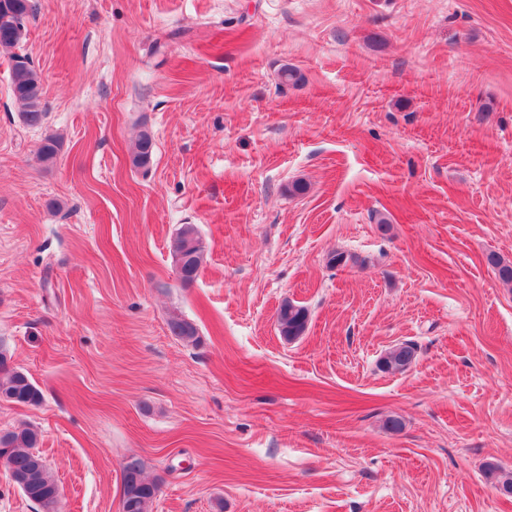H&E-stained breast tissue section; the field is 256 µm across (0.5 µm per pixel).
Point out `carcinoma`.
<instances>
[{
	"label": "carcinoma",
	"instance_id": "obj_1",
	"mask_svg": "<svg viewBox=\"0 0 512 512\" xmlns=\"http://www.w3.org/2000/svg\"><path fill=\"white\" fill-rule=\"evenodd\" d=\"M33 14L30 0H0V49L15 50L11 56V91L19 107L23 122L36 127L43 124L46 109L42 99L41 78L28 57L19 53L26 37V20ZM60 149L58 138L45 136L38 150L43 162L53 161ZM154 152L152 137L143 133L131 154L135 169H148ZM169 253L177 279L187 286L197 278L206 257V248L194 224H183L171 237ZM488 263L505 283H512V265L491 254ZM309 311L303 305L284 301L277 311L281 336L292 341L302 336L308 325ZM167 325L176 338L194 343L198 340L195 324L179 313L169 315ZM416 357L414 345L401 343L389 349L381 358L380 366L391 372L407 369ZM43 400L41 390L22 369L9 365L7 350L0 345V402L37 406ZM41 433L33 426H26L5 435L0 441V464L8 476L26 479L22 494L34 503L40 512H53L51 495L58 485L48 462L41 456H33L31 449L39 447ZM159 484L147 478L144 465L135 459L122 469V493L127 496L123 512H151Z\"/></svg>",
	"mask_w": 512,
	"mask_h": 512
}]
</instances>
